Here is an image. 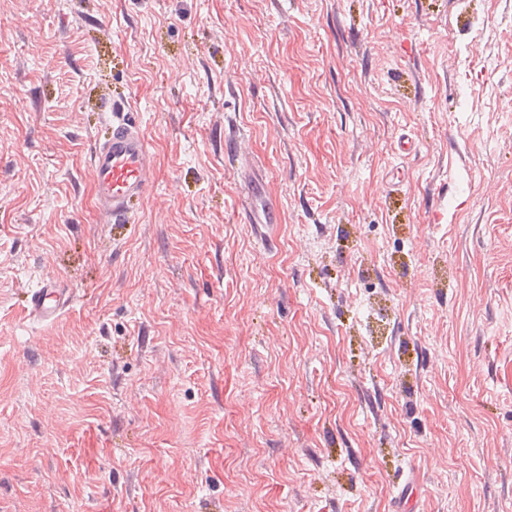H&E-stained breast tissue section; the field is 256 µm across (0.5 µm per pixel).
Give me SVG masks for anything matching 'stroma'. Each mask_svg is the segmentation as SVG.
<instances>
[{
    "label": "stroma",
    "instance_id": "35a3bbf8",
    "mask_svg": "<svg viewBox=\"0 0 512 512\" xmlns=\"http://www.w3.org/2000/svg\"><path fill=\"white\" fill-rule=\"evenodd\" d=\"M407 498L512 512V0H0V512ZM112 112L110 134L94 147L90 172L97 202L116 224L127 215L131 201L144 196L154 165L149 142L131 111L124 113L120 103ZM73 295L55 282L44 283L29 295L28 316L38 322H51L58 318L72 303Z\"/></svg>",
    "mask_w": 512,
    "mask_h": 512
}]
</instances>
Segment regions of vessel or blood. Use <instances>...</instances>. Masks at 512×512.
<instances>
[{
    "instance_id": "obj_1",
    "label": "vessel or blood",
    "mask_w": 512,
    "mask_h": 512,
    "mask_svg": "<svg viewBox=\"0 0 512 512\" xmlns=\"http://www.w3.org/2000/svg\"><path fill=\"white\" fill-rule=\"evenodd\" d=\"M90 172L99 206L114 222H122L131 201L144 196L154 173L149 142L123 106H116L109 136L95 146ZM72 300L68 289L47 282L30 293L27 313L31 319L51 322Z\"/></svg>"
}]
</instances>
